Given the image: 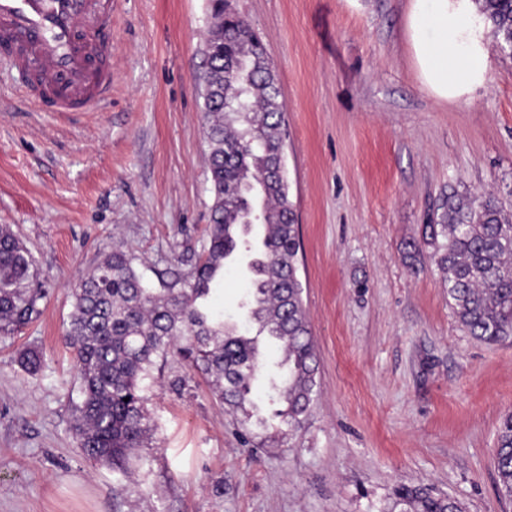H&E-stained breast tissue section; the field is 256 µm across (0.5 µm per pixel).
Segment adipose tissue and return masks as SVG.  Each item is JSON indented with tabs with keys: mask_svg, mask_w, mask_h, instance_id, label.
I'll return each instance as SVG.
<instances>
[{
	"mask_svg": "<svg viewBox=\"0 0 512 512\" xmlns=\"http://www.w3.org/2000/svg\"><path fill=\"white\" fill-rule=\"evenodd\" d=\"M406 30L420 81L437 99H467L485 81L489 51L474 0H410Z\"/></svg>",
	"mask_w": 512,
	"mask_h": 512,
	"instance_id": "obj_1",
	"label": "adipose tissue"
}]
</instances>
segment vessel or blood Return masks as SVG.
Returning a JSON list of instances; mask_svg holds the SVG:
<instances>
[{
	"label": "vessel or blood",
	"instance_id": "b4317fda",
	"mask_svg": "<svg viewBox=\"0 0 512 512\" xmlns=\"http://www.w3.org/2000/svg\"><path fill=\"white\" fill-rule=\"evenodd\" d=\"M112 0H0V56L42 112H99L112 92Z\"/></svg>",
	"mask_w": 512,
	"mask_h": 512
}]
</instances>
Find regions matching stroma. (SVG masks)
I'll return each instance as SVG.
<instances>
[{
	"instance_id": "35a3bbf8",
	"label": "stroma",
	"mask_w": 512,
	"mask_h": 512,
	"mask_svg": "<svg viewBox=\"0 0 512 512\" xmlns=\"http://www.w3.org/2000/svg\"><path fill=\"white\" fill-rule=\"evenodd\" d=\"M229 5L262 37L286 105L318 398L298 427L259 428L173 356L146 392L152 439L133 477L78 448L61 339L71 288L117 247L157 272L188 270L212 205L211 0H115L104 111H36L0 62V225L47 293L37 321L0 338V512H388L403 485L512 512L493 465L512 343L461 327L430 247L403 259L444 193L491 190L512 212V59L491 49L470 98L441 102L417 75L409 0ZM27 348L39 374L17 363Z\"/></svg>"
}]
</instances>
